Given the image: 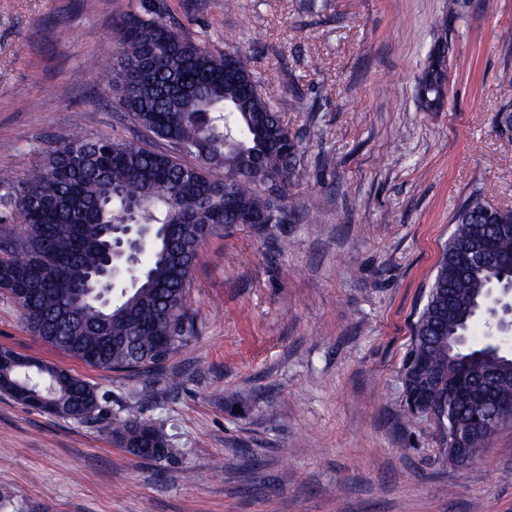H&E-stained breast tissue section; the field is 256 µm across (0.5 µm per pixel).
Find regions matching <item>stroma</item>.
<instances>
[{"label": "stroma", "mask_w": 512, "mask_h": 512, "mask_svg": "<svg viewBox=\"0 0 512 512\" xmlns=\"http://www.w3.org/2000/svg\"><path fill=\"white\" fill-rule=\"evenodd\" d=\"M163 0L214 53L238 47L302 143L298 223L232 226L201 245L194 329L139 398L134 372L92 368L25 329L0 291V347L62 366L106 398L92 419L0 393V512H512V426L465 468L435 420L403 422L402 363L453 218L473 193L512 207V0ZM141 0H0V174L35 166L81 118L142 137L107 74L116 17ZM65 21L67 39L56 36ZM447 105L421 111L437 37ZM178 388H169L167 375ZM139 414L173 456L141 460L105 433Z\"/></svg>", "instance_id": "35a3bbf8"}]
</instances>
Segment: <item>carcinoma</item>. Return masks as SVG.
<instances>
[{"instance_id":"cac0c4a2","label":"carcinoma","mask_w":512,"mask_h":512,"mask_svg":"<svg viewBox=\"0 0 512 512\" xmlns=\"http://www.w3.org/2000/svg\"><path fill=\"white\" fill-rule=\"evenodd\" d=\"M120 45L113 90L124 111L163 141L161 150L110 137L63 138L0 197L18 213L20 232L0 240V266L19 277V305L28 332L93 368L136 371L170 358L193 331L186 307L200 244L226 225L260 229L296 222L284 199L306 175L300 141L281 117L275 92L240 56L214 54L172 27L149 7L116 21ZM448 41L437 40L419 84L421 109L441 107L442 66ZM224 170V177L213 170ZM234 207L224 211V196ZM151 227L152 247L134 266L129 288L112 291L105 305L88 289L102 266L106 241L77 242L80 228L98 224ZM436 266L426 302L412 327L402 367L403 389L433 412L442 428L466 427L473 407L448 405V374L492 370L498 394L512 399V353L487 337L496 324L482 316L491 288L512 289V237L497 238L491 260L464 267L460 250L512 224V208L475 193L459 208ZM0 391L28 408L85 420L88 398L105 399L97 385L74 375L56 376L37 365L0 368ZM112 442L141 459L169 456L166 434L133 415L110 430Z\"/></svg>"}]
</instances>
